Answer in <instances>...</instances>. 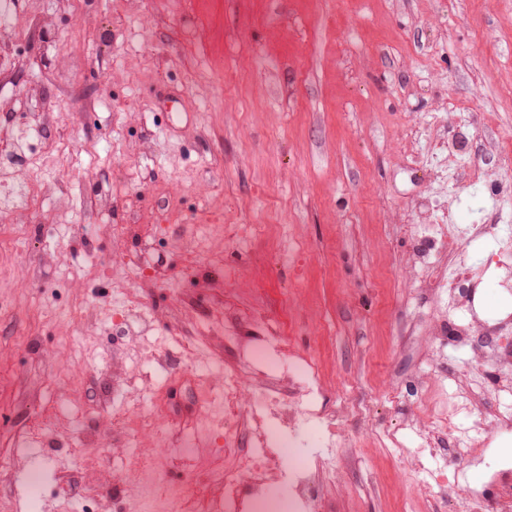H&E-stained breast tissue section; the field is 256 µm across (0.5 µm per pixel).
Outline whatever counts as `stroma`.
Listing matches in <instances>:
<instances>
[{
	"instance_id": "35a3bbf8",
	"label": "stroma",
	"mask_w": 512,
	"mask_h": 512,
	"mask_svg": "<svg viewBox=\"0 0 512 512\" xmlns=\"http://www.w3.org/2000/svg\"><path fill=\"white\" fill-rule=\"evenodd\" d=\"M40 0H21L20 39L9 49L0 83L11 126L21 128L38 104H56L48 141L80 125L82 142L42 170L59 182L81 173V191L0 215V231L30 227L27 265L40 264L43 232L58 242L53 267L36 280L17 273L0 285V469L10 482V512H30L27 486L46 487L41 512H91L56 481L82 469L87 451L40 459L22 454L15 437L35 419L47 438L97 427L100 446L86 480L120 476L128 449L113 432L95 394L101 381L88 365L112 342L115 296L111 227L138 225L149 245L129 244L144 266L167 270L166 285L143 296L159 316L158 342L201 320L237 318L249 329L262 312L276 317L288 300L295 325L289 344L315 356L329 400L346 398L343 421L357 448L336 452V480L321 512H463L480 495L490 503L512 489V432L498 411L512 407L494 367L469 351H436L429 334L454 314L448 295L420 288L409 264L414 230L442 211L458 224L512 219V193L467 185L470 164L504 167L496 143L512 144V0H78L55 14V41L42 43L31 18ZM155 141L141 150L144 137ZM107 210L92 208L98 190ZM90 226L69 235L66 224ZM216 224L211 243L220 263L182 274L174 243L179 226ZM229 224H264L265 235L228 239ZM297 242L291 255L285 239ZM482 239L431 253L433 268L475 262L465 287L474 310L497 322L512 314V292L485 257ZM94 252L112 271L92 278L78 268ZM40 334L42 353L60 364L41 376L22 343ZM178 408H164L160 442L146 431L133 449L155 459L169 481L204 496L189 457L225 463L224 444L179 447L207 419L205 367L172 376ZM489 392L482 416L494 440L476 462L450 468L438 452L413 458L426 428L405 430L418 407L444 393ZM77 414L51 416L58 401ZM401 430L398 443L388 439ZM447 472L456 493L429 495Z\"/></svg>"
}]
</instances>
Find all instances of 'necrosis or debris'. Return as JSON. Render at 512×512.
Wrapping results in <instances>:
<instances>
[{
	"label": "necrosis or debris",
	"instance_id": "necrosis-or-debris-1",
	"mask_svg": "<svg viewBox=\"0 0 512 512\" xmlns=\"http://www.w3.org/2000/svg\"><path fill=\"white\" fill-rule=\"evenodd\" d=\"M51 119L42 113L39 120L17 130L7 154L0 157V213L16 210L33 193L48 197L52 188H35L26 174L36 164L35 155L43 144L44 126ZM443 247H453L459 238L481 234L500 241L496 254L500 267H512V249L505 245L512 239V228L504 224L460 226L449 234L447 225H436ZM127 277L115 280L120 303L116 336L111 349L99 359L96 371L108 388L101 393L102 406L120 404L122 412L116 426L127 440H134L130 427L139 399L154 381L168 379L192 361L199 345L222 342L232 348L238 362L221 375L218 397L204 431H220L223 421L234 420L235 426L224 434V452L230 458L224 468L213 469L201 462L199 469L211 484L209 494L196 500L163 478L154 479L148 495L164 512H239L240 505L266 502L269 512H277L273 496L282 492L293 512H319L323 487L328 474L326 463L337 448L352 447L345 434L342 418L345 409L327 401L318 361L303 355L285 342L292 328L293 312L282 307L275 323L258 315L257 330L240 332L235 323H195L190 334L181 336L177 349L157 345L153 340L157 315L148 308L136 291L144 280L139 262L126 259ZM467 268L440 271L426 280L432 291L443 289L457 296L460 313L454 319L452 333H433L436 347L448 342H470L488 335L489 327L471 315V298L460 282Z\"/></svg>",
	"mask_w": 512,
	"mask_h": 512
}]
</instances>
